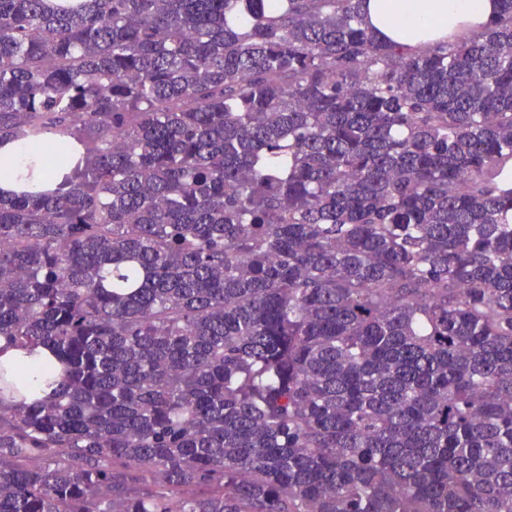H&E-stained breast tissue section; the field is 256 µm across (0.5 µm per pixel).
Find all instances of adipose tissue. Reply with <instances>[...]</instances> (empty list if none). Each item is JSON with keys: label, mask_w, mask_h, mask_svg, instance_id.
<instances>
[{"label": "adipose tissue", "mask_w": 512, "mask_h": 512, "mask_svg": "<svg viewBox=\"0 0 512 512\" xmlns=\"http://www.w3.org/2000/svg\"><path fill=\"white\" fill-rule=\"evenodd\" d=\"M362 7L367 24L380 38L417 48L463 26L483 28L498 10L496 0H364ZM0 161L14 168L13 173L0 175V190L4 192L14 190L17 175L27 171H34L43 181L57 174L53 167L33 168L32 156L22 140L1 143Z\"/></svg>", "instance_id": "1"}]
</instances>
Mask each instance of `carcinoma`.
I'll use <instances>...</instances> for the list:
<instances>
[{
    "label": "carcinoma",
    "mask_w": 512,
    "mask_h": 512,
    "mask_svg": "<svg viewBox=\"0 0 512 512\" xmlns=\"http://www.w3.org/2000/svg\"><path fill=\"white\" fill-rule=\"evenodd\" d=\"M0 0V512H512V0ZM362 7L367 24L380 39L417 48L460 31L462 24L469 30L481 29L498 10L494 0H367ZM24 140H11L4 142L0 147V161L10 162L17 173L25 175L33 164L32 156Z\"/></svg>",
    "instance_id": "1"
}]
</instances>
